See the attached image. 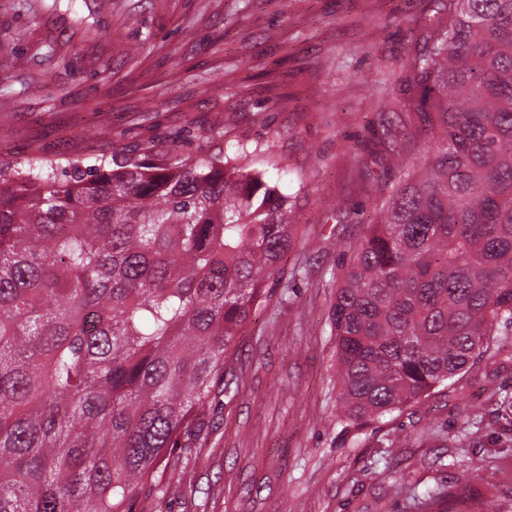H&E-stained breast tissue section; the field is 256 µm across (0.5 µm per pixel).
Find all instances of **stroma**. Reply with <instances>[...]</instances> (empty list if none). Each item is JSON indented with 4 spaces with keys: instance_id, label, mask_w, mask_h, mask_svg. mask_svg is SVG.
I'll list each match as a JSON object with an SVG mask.
<instances>
[{
    "instance_id": "35a3bbf8",
    "label": "stroma",
    "mask_w": 512,
    "mask_h": 512,
    "mask_svg": "<svg viewBox=\"0 0 512 512\" xmlns=\"http://www.w3.org/2000/svg\"><path fill=\"white\" fill-rule=\"evenodd\" d=\"M441 0H0V164L95 161L143 145L194 155L211 133L290 195L296 271L252 313L224 390L132 512H411L437 481L464 507L512 486V352L485 353L413 406L336 413V275L381 216L379 134ZM483 464L466 484L461 468Z\"/></svg>"
}]
</instances>
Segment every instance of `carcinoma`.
Masks as SVG:
<instances>
[{"label": "carcinoma", "instance_id": "carcinoma-1", "mask_svg": "<svg viewBox=\"0 0 512 512\" xmlns=\"http://www.w3.org/2000/svg\"><path fill=\"white\" fill-rule=\"evenodd\" d=\"M432 135L336 278L337 410L361 425L512 331V0H448L397 89ZM229 154L0 165V512H131L200 435L257 303L288 282L289 197ZM448 487L418 512H457Z\"/></svg>", "mask_w": 512, "mask_h": 512}]
</instances>
